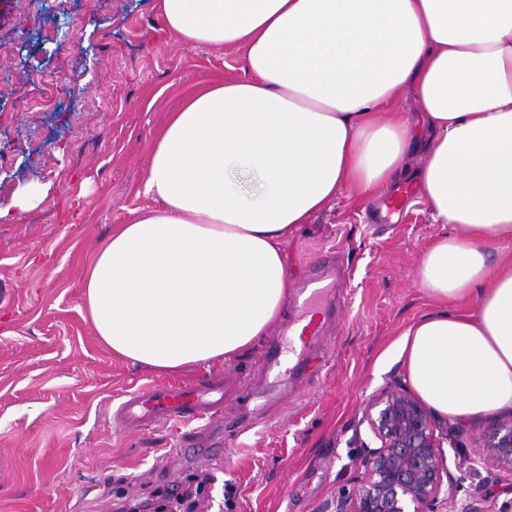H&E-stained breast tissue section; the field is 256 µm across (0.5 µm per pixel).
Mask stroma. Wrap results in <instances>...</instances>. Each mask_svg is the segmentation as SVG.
<instances>
[{
  "label": "stroma",
  "instance_id": "stroma-1",
  "mask_svg": "<svg viewBox=\"0 0 512 512\" xmlns=\"http://www.w3.org/2000/svg\"><path fill=\"white\" fill-rule=\"evenodd\" d=\"M48 42L28 41L38 26ZM0 202L22 186H48L44 203L0 222V512H121L147 490L207 471L198 512H324L364 472L378 441L364 412L406 383L399 340L435 304L417 281L426 249L450 233L412 194L388 223L369 211L386 195L348 191L302 225L287 260L301 280L335 255L338 320L312 373L282 375L276 398L256 379L265 343L210 371L158 374L101 345L83 311V275L116 224L152 206L141 195L154 138L200 85L245 75L232 48L188 46L168 31L154 0H0ZM57 81V110H26ZM239 374L223 424L205 438L224 462L173 455L187 426L138 432L113 423L123 395L151 384ZM488 421L443 441L463 493L482 487V512H512V474L479 458Z\"/></svg>",
  "mask_w": 512,
  "mask_h": 512
}]
</instances>
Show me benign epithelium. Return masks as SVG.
<instances>
[{
	"label": "benign epithelium",
	"instance_id": "obj_1",
	"mask_svg": "<svg viewBox=\"0 0 512 512\" xmlns=\"http://www.w3.org/2000/svg\"><path fill=\"white\" fill-rule=\"evenodd\" d=\"M366 420L379 446L366 450L365 472L352 490L336 497L333 512H438L455 503L460 486L444 478L439 426L431 410L398 386L376 397ZM482 462L512 472V419L489 426Z\"/></svg>",
	"mask_w": 512,
	"mask_h": 512
}]
</instances>
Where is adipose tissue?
<instances>
[{
  "label": "adipose tissue",
  "instance_id": "obj_1",
  "mask_svg": "<svg viewBox=\"0 0 512 512\" xmlns=\"http://www.w3.org/2000/svg\"><path fill=\"white\" fill-rule=\"evenodd\" d=\"M157 2L182 41L239 49L248 76L198 87L156 135L152 208L86 271L100 342L157 373L251 350L288 300L297 228L401 176L410 92L431 134L421 198L454 233L417 272L437 309L404 334L407 379L455 420L512 411V0ZM463 297L473 309L449 311Z\"/></svg>",
  "mask_w": 512,
  "mask_h": 512
}]
</instances>
